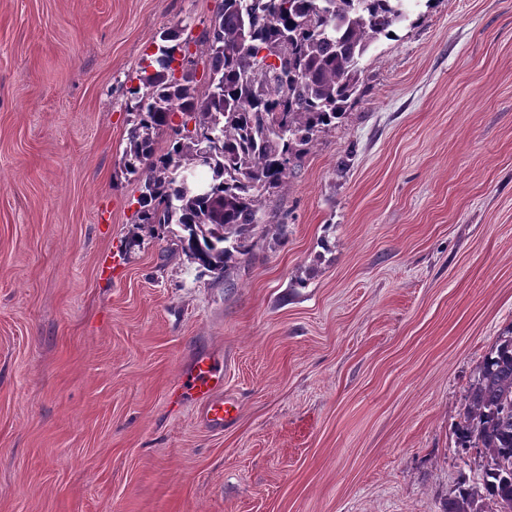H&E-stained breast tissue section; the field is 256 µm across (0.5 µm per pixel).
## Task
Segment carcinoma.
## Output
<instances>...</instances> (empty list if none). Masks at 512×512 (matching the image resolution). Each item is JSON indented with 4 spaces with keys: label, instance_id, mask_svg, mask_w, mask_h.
Segmentation results:
<instances>
[{
    "label": "carcinoma",
    "instance_id": "1",
    "mask_svg": "<svg viewBox=\"0 0 512 512\" xmlns=\"http://www.w3.org/2000/svg\"><path fill=\"white\" fill-rule=\"evenodd\" d=\"M403 0H219L201 39L159 34L153 71L129 90L137 124L126 151L141 182L140 224H175L188 260L222 273L253 247L265 193L277 188L318 133L355 98L360 60L406 19ZM204 48L189 52V44ZM211 74L194 86L195 62ZM173 129L166 152L159 131ZM463 448L486 459L481 485L448 512H512V335L485 356L458 426Z\"/></svg>",
    "mask_w": 512,
    "mask_h": 512
}]
</instances>
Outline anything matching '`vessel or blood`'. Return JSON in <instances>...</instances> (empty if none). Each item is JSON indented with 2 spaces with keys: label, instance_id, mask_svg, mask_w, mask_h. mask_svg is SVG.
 Instances as JSON below:
<instances>
[{
  "label": "vessel or blood",
  "instance_id": "1",
  "mask_svg": "<svg viewBox=\"0 0 512 512\" xmlns=\"http://www.w3.org/2000/svg\"><path fill=\"white\" fill-rule=\"evenodd\" d=\"M223 381L216 359L207 355L193 359L178 381L179 389L196 393L203 406L204 421L215 427L231 422L236 413L235 402L224 398L221 392Z\"/></svg>",
  "mask_w": 512,
  "mask_h": 512
}]
</instances>
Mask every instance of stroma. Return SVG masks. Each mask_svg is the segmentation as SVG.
I'll return each mask as SVG.
<instances>
[{
    "label": "stroma",
    "instance_id": "obj_1",
    "mask_svg": "<svg viewBox=\"0 0 512 512\" xmlns=\"http://www.w3.org/2000/svg\"><path fill=\"white\" fill-rule=\"evenodd\" d=\"M218 0H0V512H446L512 325V0H417L224 275L139 225L128 90ZM224 360L233 422L173 403Z\"/></svg>",
    "mask_w": 512,
    "mask_h": 512
}]
</instances>
